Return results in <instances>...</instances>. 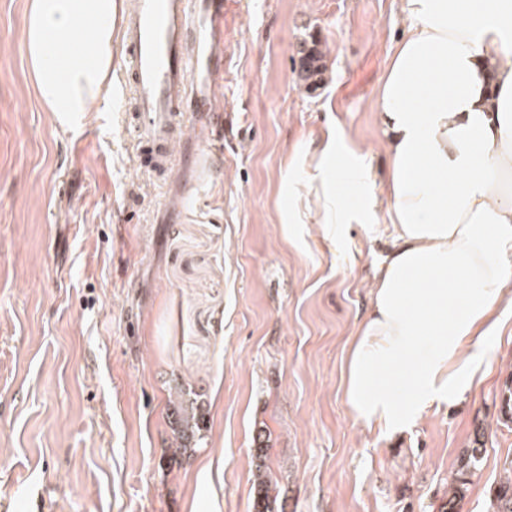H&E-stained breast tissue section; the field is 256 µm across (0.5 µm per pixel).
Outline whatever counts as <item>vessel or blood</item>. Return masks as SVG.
I'll use <instances>...</instances> for the list:
<instances>
[{"label": "vessel or blood", "instance_id": "obj_1", "mask_svg": "<svg viewBox=\"0 0 512 512\" xmlns=\"http://www.w3.org/2000/svg\"><path fill=\"white\" fill-rule=\"evenodd\" d=\"M118 26L128 134L147 170H176L173 143L212 111L201 75L224 71V0H134Z\"/></svg>", "mask_w": 512, "mask_h": 512}]
</instances>
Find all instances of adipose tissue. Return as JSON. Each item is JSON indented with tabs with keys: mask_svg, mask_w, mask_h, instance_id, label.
I'll list each match as a JSON object with an SVG mask.
<instances>
[{
	"mask_svg": "<svg viewBox=\"0 0 512 512\" xmlns=\"http://www.w3.org/2000/svg\"><path fill=\"white\" fill-rule=\"evenodd\" d=\"M124 0H29L23 48L39 99L79 125L109 93ZM408 27L375 109L388 158L393 247L374 275L344 366V397L367 428L411 427L477 380L512 303V0H401ZM94 57L69 51L76 26ZM362 168H320L324 223L363 221Z\"/></svg>",
	"mask_w": 512,
	"mask_h": 512,
	"instance_id": "1",
	"label": "adipose tissue"
}]
</instances>
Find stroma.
<instances>
[{"instance_id": "stroma-1", "label": "stroma", "mask_w": 512, "mask_h": 512, "mask_svg": "<svg viewBox=\"0 0 512 512\" xmlns=\"http://www.w3.org/2000/svg\"><path fill=\"white\" fill-rule=\"evenodd\" d=\"M28 4L0 0V512H256L261 448L274 512H438L479 427L461 512H487L512 458V307L458 404L392 433L356 423L344 398L391 245L373 107L400 0H232L213 87L222 163L190 129L162 182L140 166L120 88L72 129L44 110ZM304 40L326 53L315 90L298 79ZM336 138L371 175L367 222L338 233L309 193L316 148ZM188 387L207 426L181 460L168 414Z\"/></svg>"}]
</instances>
